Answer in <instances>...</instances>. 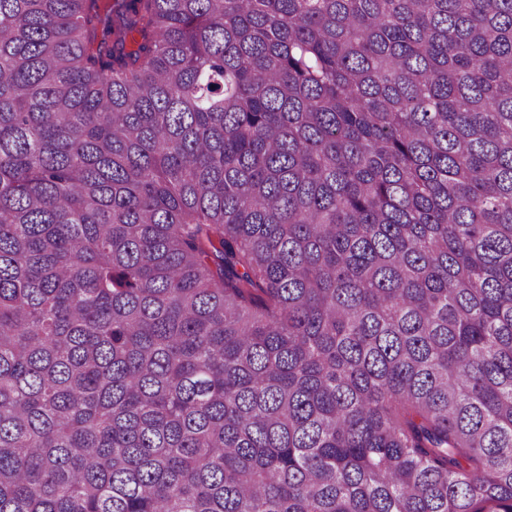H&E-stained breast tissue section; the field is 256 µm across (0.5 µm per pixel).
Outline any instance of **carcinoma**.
I'll return each mask as SVG.
<instances>
[{
  "instance_id": "carcinoma-1",
  "label": "carcinoma",
  "mask_w": 512,
  "mask_h": 512,
  "mask_svg": "<svg viewBox=\"0 0 512 512\" xmlns=\"http://www.w3.org/2000/svg\"><path fill=\"white\" fill-rule=\"evenodd\" d=\"M0 512H512V0H0Z\"/></svg>"
}]
</instances>
